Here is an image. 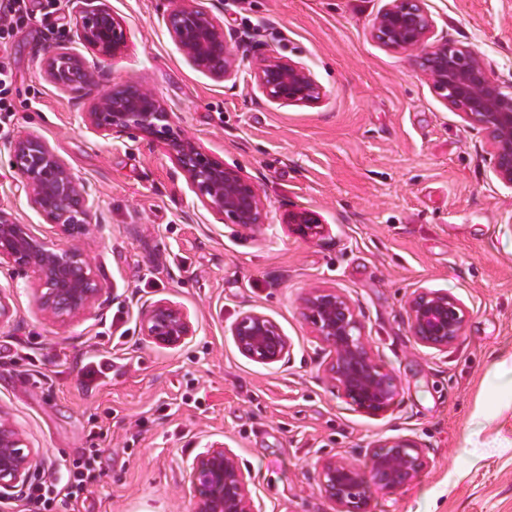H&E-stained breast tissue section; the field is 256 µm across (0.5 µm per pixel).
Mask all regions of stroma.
Segmentation results:
<instances>
[{
	"label": "stroma",
	"mask_w": 512,
	"mask_h": 512,
	"mask_svg": "<svg viewBox=\"0 0 512 512\" xmlns=\"http://www.w3.org/2000/svg\"><path fill=\"white\" fill-rule=\"evenodd\" d=\"M121 23L122 54L103 58L75 40L71 0L57 25L24 28L9 43L16 73L0 119V208L45 241L62 238L34 211L6 145L33 133L98 201L84 242L101 288L80 320L36 309L30 273L0 266V410L40 459L39 471L96 449L84 502L55 512H192L187 475L204 448L232 450L261 512H333L317 463L366 465V450L415 438L428 464L413 483L371 489L373 512H512V187L493 174L487 136L447 107L407 52L372 37L385 0H197L239 39L238 74L219 81L193 67L164 16L171 0H102ZM434 39L474 49L492 77L512 83V0H423ZM72 47L96 89L136 83L170 106L177 128L252 177L269 206L258 232L202 206L165 145L138 133L110 138L82 121L94 89L47 79L53 45ZM304 63L324 90L315 106L269 102L250 81L257 57ZM318 214L324 235L287 225ZM336 288L359 306L379 362L397 380L393 409L368 416L323 373L326 354L299 297ZM420 288L469 310L445 354L414 342L406 303ZM169 299L194 332L167 347L148 340L140 313ZM271 317L289 359L242 356L230 326L240 312ZM108 362L96 385L83 365ZM484 429L473 436V419ZM288 226L304 238H315L325 233L326 227L318 216L310 211H297L288 215Z\"/></svg>",
	"instance_id": "35a3bbf8"
}]
</instances>
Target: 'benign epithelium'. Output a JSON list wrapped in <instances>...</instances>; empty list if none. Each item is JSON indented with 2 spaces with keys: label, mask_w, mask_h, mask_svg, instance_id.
Listing matches in <instances>:
<instances>
[{
  "label": "benign epithelium",
  "mask_w": 512,
  "mask_h": 512,
  "mask_svg": "<svg viewBox=\"0 0 512 512\" xmlns=\"http://www.w3.org/2000/svg\"><path fill=\"white\" fill-rule=\"evenodd\" d=\"M74 2L78 3V41L100 56L120 53L125 38L112 13L98 0ZM165 24L195 68L216 80L236 75L232 36L195 0H178ZM433 31L434 22L422 0H386L372 34L380 46L413 55L445 104L486 132L493 173L512 187V90L491 76L479 54L446 40L434 41ZM44 71L62 90L92 82L82 59L65 45L47 53ZM251 78L256 90L274 104L314 106L324 97L311 70L291 59L264 57L255 64ZM82 120L103 136L119 138L135 131L164 141L196 198L221 222L254 231L266 225L267 203L256 183L206 153L193 137L174 133L173 112L150 91L133 83L110 88L92 100ZM6 149L29 205L45 223L65 238L89 235L97 200L55 149L32 133L9 141ZM288 224L304 238L326 231L318 216L305 210L290 213ZM4 263L33 274L37 309L54 321H77L98 301L100 288L84 250L51 246L29 225L0 209V265ZM300 306L326 351L324 372L336 391L369 416L387 414L396 403L398 388L393 375L375 358L355 302L338 289L315 286L301 296ZM407 311L415 343L441 354L456 344L469 316L455 295L427 288L409 297ZM141 329L148 339L168 347L193 335L189 313L168 299L143 310ZM230 332L240 354L258 364L281 362L292 351L278 324L255 310L240 313ZM366 454L365 468L336 458L319 461V488L336 512H372L368 486L398 489L412 483L427 466L423 449L409 436L380 440ZM36 467V454L25 447L23 434L0 411V490L24 486ZM189 483L193 512H260L247 474L230 449L211 446L197 454Z\"/></svg>",
  "instance_id": "7a95c632"
}]
</instances>
